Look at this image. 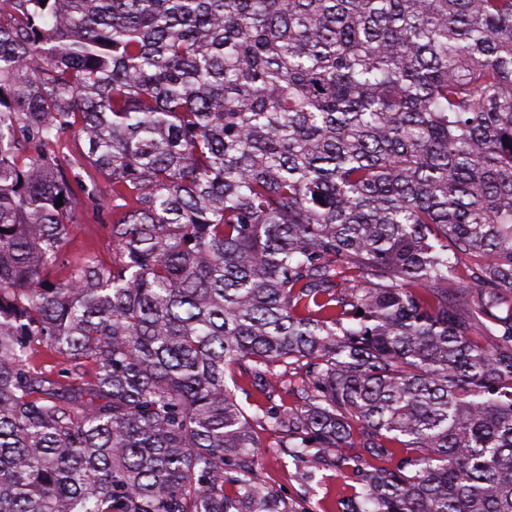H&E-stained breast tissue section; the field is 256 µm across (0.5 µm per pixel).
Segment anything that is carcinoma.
I'll return each mask as SVG.
<instances>
[{"mask_svg": "<svg viewBox=\"0 0 512 512\" xmlns=\"http://www.w3.org/2000/svg\"><path fill=\"white\" fill-rule=\"evenodd\" d=\"M256 426L512 512V0H0V512H311ZM108 224L107 215L95 216L89 213L82 218L80 224L72 228L62 248L65 265L56 268L55 279H64L70 266L81 262L87 256H95L104 262L111 260L112 240Z\"/></svg>", "mask_w": 512, "mask_h": 512, "instance_id": "1", "label": "carcinoma"}]
</instances>
